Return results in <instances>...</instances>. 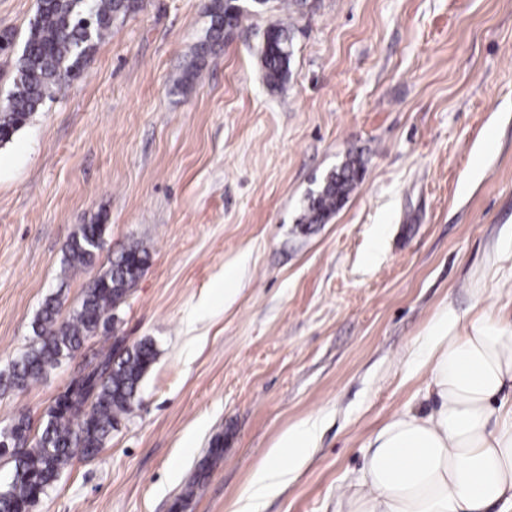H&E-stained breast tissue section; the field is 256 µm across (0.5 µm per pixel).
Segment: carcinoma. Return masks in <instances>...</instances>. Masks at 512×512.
Returning <instances> with one entry per match:
<instances>
[{"label":"carcinoma","instance_id":"cac0c4a2","mask_svg":"<svg viewBox=\"0 0 512 512\" xmlns=\"http://www.w3.org/2000/svg\"><path fill=\"white\" fill-rule=\"evenodd\" d=\"M135 7L136 0H40L16 61L13 90L0 111V144L9 141L46 100L78 74L94 44L110 33L113 21ZM209 13L211 26L201 44L204 52L222 40L225 31L239 25L247 8L239 0H212ZM293 38L291 23L275 25L266 33L262 62L273 88L288 81ZM363 174L360 158L348 155L309 194L298 223H324L344 205ZM104 231L103 224L82 225L67 244L65 265L72 269L89 265L101 247ZM149 258L141 243L128 244L90 282L81 302L65 319L59 299L46 298L34 323L36 342L12 362L7 375L0 374V384L24 388L35 383L80 350L88 338L107 331L114 322V311L141 277ZM156 356L148 339L131 346L117 339L86 371L81 384L72 382L67 387V412L50 408L44 427L34 437L27 417L14 419L17 444L10 450L0 448V456L9 452L14 461L12 481L0 492V512H19L38 502L74 459L96 458L119 418L132 411L142 379Z\"/></svg>","mask_w":512,"mask_h":512}]
</instances>
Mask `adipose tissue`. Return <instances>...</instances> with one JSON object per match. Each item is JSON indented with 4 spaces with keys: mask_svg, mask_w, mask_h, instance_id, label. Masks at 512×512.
I'll return each mask as SVG.
<instances>
[{
    "mask_svg": "<svg viewBox=\"0 0 512 512\" xmlns=\"http://www.w3.org/2000/svg\"><path fill=\"white\" fill-rule=\"evenodd\" d=\"M411 357L430 370L437 405L394 415L369 441L362 469L336 512H512V317L480 310L469 320L444 308ZM306 418L280 433L233 512H259L316 448Z\"/></svg>",
    "mask_w": 512,
    "mask_h": 512,
    "instance_id": "obj_1",
    "label": "adipose tissue"
}]
</instances>
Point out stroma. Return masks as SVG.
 Masks as SVG:
<instances>
[{
    "instance_id": "1",
    "label": "stroma",
    "mask_w": 512,
    "mask_h": 512,
    "mask_svg": "<svg viewBox=\"0 0 512 512\" xmlns=\"http://www.w3.org/2000/svg\"><path fill=\"white\" fill-rule=\"evenodd\" d=\"M210 3L138 0L0 144V374L46 297L70 312L129 242L150 253L112 330L157 351L139 400L36 512H229L304 417L319 446L260 512H336L368 438L433 404L410 352L434 315L512 305V0H307L294 15L269 0L197 61ZM37 8L0 0L14 42L0 105ZM288 20L291 77L275 89L261 50ZM351 152L361 182L327 223L301 224ZM83 224L105 225L103 242L69 271ZM107 345L0 387V428L24 415L40 431Z\"/></svg>"
}]
</instances>
